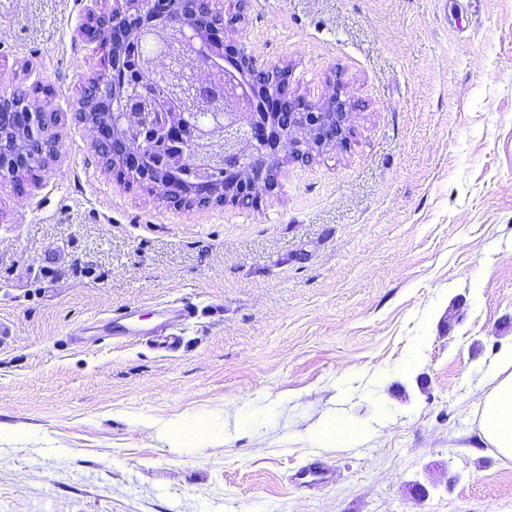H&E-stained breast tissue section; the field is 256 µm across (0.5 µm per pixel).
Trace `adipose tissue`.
Returning <instances> with one entry per match:
<instances>
[{
    "instance_id": "ef3b65f1",
    "label": "adipose tissue",
    "mask_w": 512,
    "mask_h": 512,
    "mask_svg": "<svg viewBox=\"0 0 512 512\" xmlns=\"http://www.w3.org/2000/svg\"><path fill=\"white\" fill-rule=\"evenodd\" d=\"M477 441L512 459V351L502 354L496 369L479 389Z\"/></svg>"
}]
</instances>
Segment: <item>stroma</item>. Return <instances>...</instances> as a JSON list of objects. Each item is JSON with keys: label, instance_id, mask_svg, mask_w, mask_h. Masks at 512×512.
<instances>
[{"label": "stroma", "instance_id": "obj_1", "mask_svg": "<svg viewBox=\"0 0 512 512\" xmlns=\"http://www.w3.org/2000/svg\"><path fill=\"white\" fill-rule=\"evenodd\" d=\"M91 6L0 0V94L63 114L56 162L0 182V512H512V459L475 442L512 344V0H249L225 44L340 94L349 136L206 207L71 119ZM181 301L179 351L97 341ZM334 419L358 441L317 444ZM314 460L334 481L297 488Z\"/></svg>", "mask_w": 512, "mask_h": 512}]
</instances>
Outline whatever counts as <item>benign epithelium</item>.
I'll use <instances>...</instances> for the list:
<instances>
[{"label": "benign epithelium", "instance_id": "1", "mask_svg": "<svg viewBox=\"0 0 512 512\" xmlns=\"http://www.w3.org/2000/svg\"><path fill=\"white\" fill-rule=\"evenodd\" d=\"M110 11H92L89 22L77 36L86 42L107 38L110 30L120 29L134 51L150 61L151 71L170 83L169 99L178 109L169 111L157 97L155 82L142 81V92L135 94L124 83H104L97 97L112 99L118 111L112 124L101 122L79 100L73 118L90 125L97 141L112 137V159L129 169L127 157L143 158L146 165L134 169L141 178L161 183L168 189L170 202L180 204L183 188L168 172L191 164L213 173L212 199L237 202L251 199L275 185L278 147L286 140L293 153L313 157L320 147L345 134L348 104L334 94L321 105L301 99L288 101V111L274 115L255 111L258 97L281 94L286 83L277 79L280 68L259 65L257 59L240 51L242 71L253 77L255 87L244 85L239 75L225 74L212 62L221 45L197 40V27L224 28L234 20H224L220 0H114ZM165 20L176 38L154 35L152 23ZM123 42H112L109 68L124 70ZM61 121V112L50 103L14 110L12 102L0 96V181L13 180L26 172L44 171L57 154L56 142L47 131ZM264 128L267 139L257 137Z\"/></svg>", "mask_w": 512, "mask_h": 512}]
</instances>
